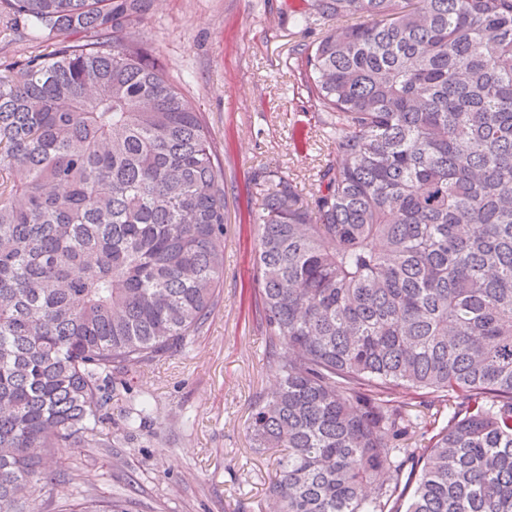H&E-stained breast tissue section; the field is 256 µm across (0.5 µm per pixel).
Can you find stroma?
Returning <instances> with one entry per match:
<instances>
[{
    "instance_id": "stroma-1",
    "label": "stroma",
    "mask_w": 512,
    "mask_h": 512,
    "mask_svg": "<svg viewBox=\"0 0 512 512\" xmlns=\"http://www.w3.org/2000/svg\"><path fill=\"white\" fill-rule=\"evenodd\" d=\"M298 7L299 0H153L136 26L203 116L223 162L222 300L185 349L116 386L102 447L60 449L66 475L53 499L38 495L39 512L71 499L76 473L92 478L91 494L115 497L132 512H268L276 454L255 452L247 433L255 402L276 382L255 293L254 181L277 170L307 188L317 166L335 155L297 67L300 45L323 27L300 21ZM46 47L37 33L0 21L1 62ZM144 400L152 416L127 433L129 408ZM408 401L424 418L405 438L418 448L432 435L429 419L447 423L455 403L433 394Z\"/></svg>"
}]
</instances>
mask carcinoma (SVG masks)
Here are the masks:
<instances>
[{"label":"carcinoma","mask_w":512,"mask_h":512,"mask_svg":"<svg viewBox=\"0 0 512 512\" xmlns=\"http://www.w3.org/2000/svg\"><path fill=\"white\" fill-rule=\"evenodd\" d=\"M152 0H0L51 50L0 64V512L53 498L102 444L116 381L186 347L220 300L224 168L132 36ZM336 159L309 194L255 182L276 387L272 512H512V0H304ZM355 15L358 22L333 21ZM453 395L423 448L403 397ZM142 402L125 427L141 428ZM60 512H127L86 496Z\"/></svg>","instance_id":"carcinoma-1"}]
</instances>
